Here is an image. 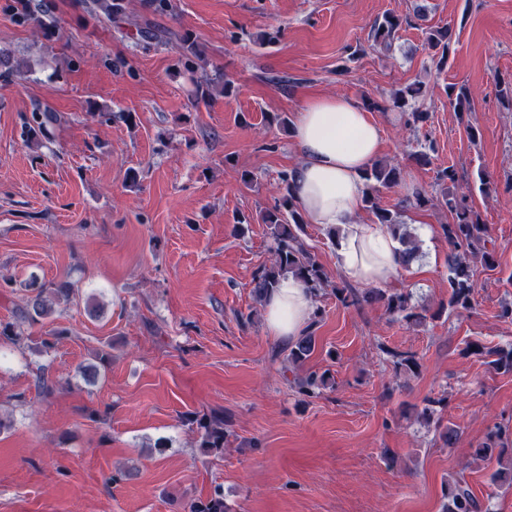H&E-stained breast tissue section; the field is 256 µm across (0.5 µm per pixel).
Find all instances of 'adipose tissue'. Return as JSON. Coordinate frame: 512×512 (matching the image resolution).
<instances>
[{
	"mask_svg": "<svg viewBox=\"0 0 512 512\" xmlns=\"http://www.w3.org/2000/svg\"><path fill=\"white\" fill-rule=\"evenodd\" d=\"M292 137L301 162L290 190L305 221L336 230V266L346 280L389 284L401 268V245L385 226L357 219L365 194L361 174L381 147L378 126L353 99L313 95L296 112ZM312 305L301 282L283 277L264 299L268 333L286 342L301 336Z\"/></svg>",
	"mask_w": 512,
	"mask_h": 512,
	"instance_id": "ef3b65f1",
	"label": "adipose tissue"
}]
</instances>
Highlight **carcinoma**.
Listing matches in <instances>:
<instances>
[{
    "label": "carcinoma",
    "instance_id": "1",
    "mask_svg": "<svg viewBox=\"0 0 512 512\" xmlns=\"http://www.w3.org/2000/svg\"><path fill=\"white\" fill-rule=\"evenodd\" d=\"M85 9L96 15L103 13L109 20L120 23L126 17L125 0H87ZM13 17L20 24H35L51 36L57 29V21L50 16V9L45 0H14ZM400 19L392 14H386L375 21L371 29V39L376 46L389 49L400 27ZM137 39L148 43L163 42L167 33L151 22L146 21L136 26ZM452 40V29L449 27H430L425 31L424 45L432 57L437 59V65L443 66L448 59V52ZM180 60L185 65L193 67L203 62L199 56L194 39L184 34L178 44ZM448 99L455 110L464 112L471 107L469 91L461 86L448 88ZM57 113L47 107L37 106L26 118L25 130L31 138L47 137L50 128L59 123ZM366 185L364 205L370 210L377 223L385 225L388 229L399 231L401 211H391L381 207L378 203L380 189H389L399 185L403 179L402 168L394 163L376 162L363 174ZM456 182V173L448 168L438 174L437 185L440 186L442 204L451 213L453 221L443 225V233L448 239L451 254L448 256V301L441 304L440 311L431 315L427 310L419 309L412 304L411 294L407 291L387 293L380 289L359 291L346 285L336 288V299L346 306L359 307L364 303L381 301L386 310L409 323L420 325L427 317L437 318L443 311L448 314H460L469 311L474 305L475 279L469 259L477 257L488 267L495 266L494 252L486 247L488 225L484 224L480 215L470 203V191L452 192L444 187L445 182ZM285 193L275 206L259 212V220L270 226L276 241L274 259L268 265H263L256 271L252 292L262 301L284 276L290 274L302 282L305 287L315 292L325 280L322 267L309 253L303 239V216L290 193L288 173L281 175ZM28 293L25 306L15 313V320H0V340L5 339L13 344L24 339L20 323H37L53 313V301H70L73 289L64 281L49 284L40 283L33 279L24 284ZM320 312L314 313V319L308 324L303 336L288 345L286 361L288 365L299 368L305 364L315 350L316 337L313 327L317 323ZM387 354L392 358L394 365L406 373L415 374L419 363L416 354L389 350ZM463 354L474 356L496 371L512 372V345L507 347H489L479 341H468L463 348ZM35 388L44 397L53 395L59 381L49 372V368L41 365L34 373ZM333 379L329 372L322 373L311 370L304 375L294 378L293 386L297 393L305 398H317L323 391L332 387ZM443 399H432L428 406L423 408L419 416L426 422L436 421L439 438L444 445L452 447L456 444L459 432L450 425H442L441 419L435 418L434 406L442 404ZM197 429L200 430L199 447L206 454L220 456L224 453L227 441L224 416L213 414L203 415L194 419ZM512 432L500 426L490 430L486 441L475 449L474 455L481 460H496L498 468L492 474V485L502 489L512 488ZM480 500L471 491L469 485L457 478L448 479L446 484L443 512H492L490 499ZM179 512H227L224 503V493L219 487L204 501L187 502L180 505Z\"/></svg>",
    "mask_w": 512,
    "mask_h": 512
}]
</instances>
